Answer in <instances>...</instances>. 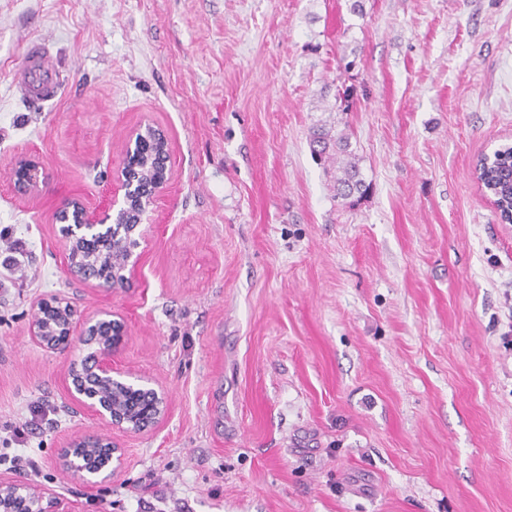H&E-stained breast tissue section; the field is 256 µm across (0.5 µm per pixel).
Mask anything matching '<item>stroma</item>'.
<instances>
[{
	"label": "stroma",
	"mask_w": 512,
	"mask_h": 512,
	"mask_svg": "<svg viewBox=\"0 0 512 512\" xmlns=\"http://www.w3.org/2000/svg\"><path fill=\"white\" fill-rule=\"evenodd\" d=\"M353 1L0 0L1 478L78 512H512V223L473 178L512 146V0ZM29 40L65 78L38 105L12 86ZM146 119L173 179L107 295L66 275L52 215L99 204ZM320 126L352 135L356 206ZM22 151L48 174L31 200ZM53 294L122 313L118 363L169 399L154 432H113L124 464L93 489L55 464L97 427L74 354L28 334ZM313 152L324 162L336 160V176L334 189L336 201L349 207L356 205L370 191V184L362 177L356 155L351 148L349 136L342 130L336 136L329 130L321 129L314 133L312 140ZM10 180L17 196L24 198L39 196L46 183V172L42 161L32 153L19 154L12 163Z\"/></svg>",
	"instance_id": "stroma-1"
}]
</instances>
